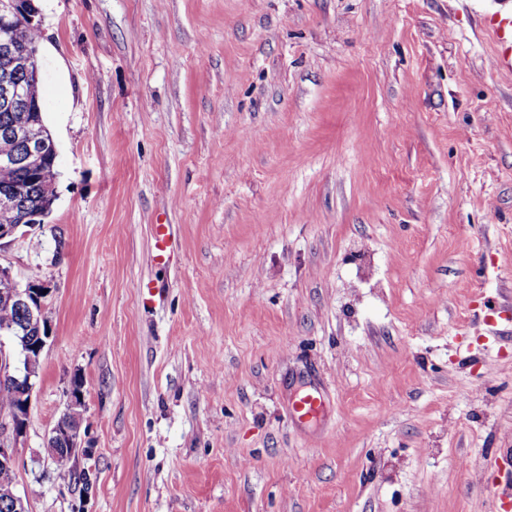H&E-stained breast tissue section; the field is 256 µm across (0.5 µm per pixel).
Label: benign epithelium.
<instances>
[{
	"instance_id": "7a95c632",
	"label": "benign epithelium",
	"mask_w": 512,
	"mask_h": 512,
	"mask_svg": "<svg viewBox=\"0 0 512 512\" xmlns=\"http://www.w3.org/2000/svg\"><path fill=\"white\" fill-rule=\"evenodd\" d=\"M38 14L32 0H0V57L5 61V69L0 72V107L21 109L25 112H39L41 108L31 104L24 91V84L15 78L20 73L30 81L41 78L36 53L29 44L20 41L12 34V17L23 16L28 26ZM57 154L54 141L29 120L13 128L0 143V164L10 166L18 161L35 173L44 172L47 160ZM39 212L26 216L19 215L17 199L12 194L0 196V247L10 245L19 239V230L24 224L30 226L41 223ZM44 289L33 282L16 284L11 292L3 297L25 313L21 329H3L7 336L18 332L35 335L36 343L22 352L21 366L14 365L10 356L0 350V373L8 376H26L24 386L13 405L0 410V465L15 468L18 466L17 441L26 433L31 408L32 393L35 387L33 376L41 362L42 354L49 339L48 322L45 317ZM83 406V392L70 389L64 412L60 415L46 437V448H59L71 457L78 455L82 448L80 434V408ZM0 498L13 504L14 512H28L23 498L16 491V484L0 486Z\"/></svg>"
}]
</instances>
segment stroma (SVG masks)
Returning a JSON list of instances; mask_svg holds the SVG:
<instances>
[{
    "label": "stroma",
    "mask_w": 512,
    "mask_h": 512,
    "mask_svg": "<svg viewBox=\"0 0 512 512\" xmlns=\"http://www.w3.org/2000/svg\"><path fill=\"white\" fill-rule=\"evenodd\" d=\"M35 3L57 200L0 248L47 290L28 512H495L512 0ZM77 376L88 491L41 475ZM491 25L493 35L500 45L497 64L512 69V17L504 20H492ZM153 232L155 241L154 259L157 263H164L173 241L171 225L153 224Z\"/></svg>",
    "instance_id": "1"
}]
</instances>
